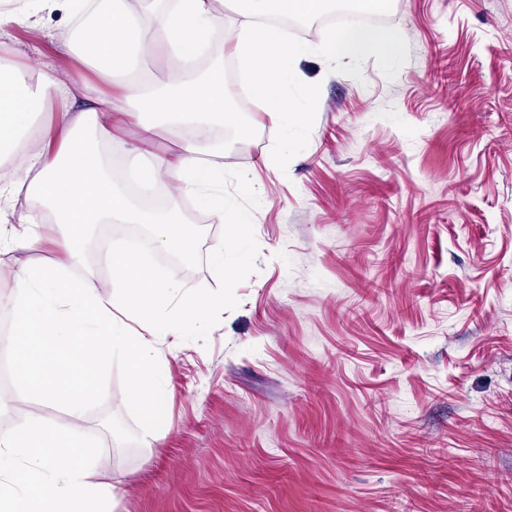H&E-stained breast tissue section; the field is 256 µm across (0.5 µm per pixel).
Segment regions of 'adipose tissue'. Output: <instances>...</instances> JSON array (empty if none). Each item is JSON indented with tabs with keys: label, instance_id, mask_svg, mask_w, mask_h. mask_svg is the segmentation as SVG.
<instances>
[{
	"label": "adipose tissue",
	"instance_id": "1",
	"mask_svg": "<svg viewBox=\"0 0 512 512\" xmlns=\"http://www.w3.org/2000/svg\"><path fill=\"white\" fill-rule=\"evenodd\" d=\"M222 0H16L0 8V32L58 14L71 32L66 46L75 64L60 78L52 63L0 60V253L38 251L53 243L63 261L12 269L14 291L0 296V309L14 330L0 338L18 363L15 380L30 395L14 417V430L0 435V512H111L117 488L89 481L83 429L96 381L106 361L127 359L132 386L128 401L138 410L143 444L167 426L170 394L160 375L158 340L203 327L217 298L185 288L181 268L153 267L123 246L107 253L111 287L67 278L68 263L81 258L84 230L92 224H144L155 249L188 255L196 227L180 201L199 207L244 236L253 219L225 196L224 151L217 136L230 109L224 68L179 88L147 94L155 81L147 60L162 56L167 69L182 71L205 51ZM327 0H235L241 36L233 51L248 65L251 94L266 105L272 126L287 131L312 115V100L293 91L306 45L287 43L270 16L320 12ZM396 34L357 26L328 29L319 48L329 64L378 50L394 53ZM57 103L51 129L32 136L46 103ZM129 125L141 134L123 146L127 164L148 159L155 182L174 191L171 204L151 209L119 183L105 148ZM165 131L176 152L154 151ZM28 206L17 210L18 199ZM63 403L65 419L43 415ZM26 481H19L20 469Z\"/></svg>",
	"mask_w": 512,
	"mask_h": 512
}]
</instances>
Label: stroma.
Wrapping results in <instances>:
<instances>
[{
  "label": "stroma",
  "instance_id": "stroma-1",
  "mask_svg": "<svg viewBox=\"0 0 512 512\" xmlns=\"http://www.w3.org/2000/svg\"><path fill=\"white\" fill-rule=\"evenodd\" d=\"M392 3L375 28L397 55L330 68L300 35L313 121L287 137L249 102L225 125L245 237L194 206L189 258L145 248L224 306L161 337L150 446L125 361L100 376L83 463L114 512H512V0ZM1 55L73 64L54 19L0 33ZM132 232L90 227L70 278L108 284L100 242Z\"/></svg>",
  "mask_w": 512,
  "mask_h": 512
}]
</instances>
